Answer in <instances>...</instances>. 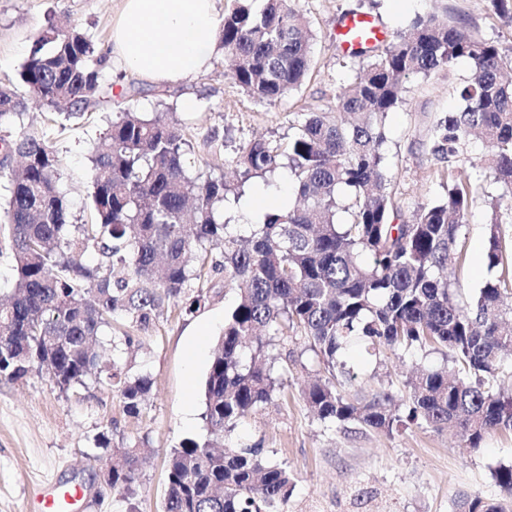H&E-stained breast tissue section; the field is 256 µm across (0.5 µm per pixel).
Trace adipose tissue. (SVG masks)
I'll use <instances>...</instances> for the list:
<instances>
[{"label":"adipose tissue","instance_id":"adipose-tissue-1","mask_svg":"<svg viewBox=\"0 0 512 512\" xmlns=\"http://www.w3.org/2000/svg\"><path fill=\"white\" fill-rule=\"evenodd\" d=\"M112 57L154 84L193 80L210 64L221 23L218 0H122Z\"/></svg>","mask_w":512,"mask_h":512}]
</instances>
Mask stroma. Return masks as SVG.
<instances>
[{
  "label": "stroma",
  "instance_id": "stroma-1",
  "mask_svg": "<svg viewBox=\"0 0 512 512\" xmlns=\"http://www.w3.org/2000/svg\"><path fill=\"white\" fill-rule=\"evenodd\" d=\"M444 4L465 32L495 40L512 55V23L494 14L488 0ZM298 5L316 34L314 65L307 81L274 106L242 93L219 48L205 72L163 91L118 62L105 61L102 79L108 94L95 109L94 123L72 126L52 143L63 161L62 182L75 217L89 214L92 144L120 112H176L185 127L188 172L204 179L224 178L230 188L224 217L242 234L253 229L245 217L253 197L262 196L267 204L293 199L288 169L262 178L243 175L234 164L239 148L259 136L286 145L307 113L335 104L348 79L343 53L336 47L344 13L372 16L390 35L432 9L431 0H298ZM121 9L122 0H0V84L27 98L26 123L40 124L46 109L30 100L19 72L48 22L78 24L107 50ZM472 75L471 61L461 58L450 71L410 77L404 103L384 119L388 188L404 221H412L421 205L446 195L444 166L431 156L428 140L437 120L460 108L455 87ZM188 97L196 99V111H184ZM489 221L483 194L476 195L461 228L467 262L459 275V301L465 305L493 277L484 262ZM222 260L220 250H212L207 261L214 271L204 281H191V288L208 292L196 312H186L181 301L167 303L148 330L130 329L129 345L120 341V329H113L119 342L107 350V358L128 375H147L153 381L139 415L128 414L118 393L104 384L91 382L63 392L37 372L15 382L0 381V512H26L30 496L45 479L83 488L82 512H161L170 450L205 435L201 386L224 318L236 300L234 291L224 286L223 271L216 268ZM272 352L288 361L284 396L242 419L225 443L261 444L266 460L294 472V491L277 512H452L463 493L499 499L490 471L512 462V433H490L479 451L469 453L449 429L421 424L388 435L354 424L320 422L305 406L302 390L324 376L322 364L298 337L276 339ZM416 360L432 366L444 363L438 352L388 353L380 364H360V380L351 394L363 395L382 385L396 399H405L403 381ZM132 443L144 448L145 457L136 495L128 503L104 484L100 468L102 458Z\"/></svg>",
  "mask_w": 512,
  "mask_h": 512
}]
</instances>
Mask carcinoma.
I'll return each mask as SVG.
<instances>
[{
    "instance_id": "cac0c4a2",
    "label": "carcinoma",
    "mask_w": 512,
    "mask_h": 512,
    "mask_svg": "<svg viewBox=\"0 0 512 512\" xmlns=\"http://www.w3.org/2000/svg\"><path fill=\"white\" fill-rule=\"evenodd\" d=\"M313 38L295 0H232L217 33L237 85L271 106L307 79ZM459 58L471 60L474 76L458 86L463 106L438 121L430 146L436 160L448 163L447 194L420 208L414 223H397L400 207L381 153L383 119L403 102L405 79L449 71ZM104 59L78 25L51 23L19 78L56 111L62 132L107 94ZM345 67L350 79L334 108L307 113L287 149L259 137L237 153L236 165L250 176L288 167L296 193L297 204L267 214L248 239L224 221V181L187 176L186 140L166 113L122 112L110 122L90 157V219L76 223L47 131L26 128L24 100L0 87V129H15L0 138V148L23 159L19 168L0 164L7 182L0 232L10 240L16 271L13 293L0 301V381L37 371L67 391L92 379L139 414L151 379L130 377L107 361L98 334L118 320L145 330L174 299L187 296V311L199 308L203 289L190 296L187 286L208 275L207 249H222L225 286L237 298L203 385L209 439H187L169 453L162 512H276L290 496L292 473L264 461L257 445L214 446L284 388L288 368L274 376L277 357L269 354L279 336L304 338L327 371L303 392L323 422L388 434L410 424L451 427L470 451L493 430L512 431V388L501 383L512 361V330L505 328L512 317L507 195L488 197L484 261L500 276L468 308L453 291L465 261L461 224L484 173L512 191V82L503 80L512 57L432 13L387 44L353 51ZM472 135L490 151L475 174L461 176L454 159ZM341 211L345 223L336 220ZM89 249L101 256L94 267L78 261ZM426 349L445 363L406 377L405 403L396 404L384 386L348 396L355 380L350 354ZM140 453L134 443L104 460L112 490L125 500L135 494ZM493 476L502 499L463 495L454 512H512V465Z\"/></svg>"
}]
</instances>
